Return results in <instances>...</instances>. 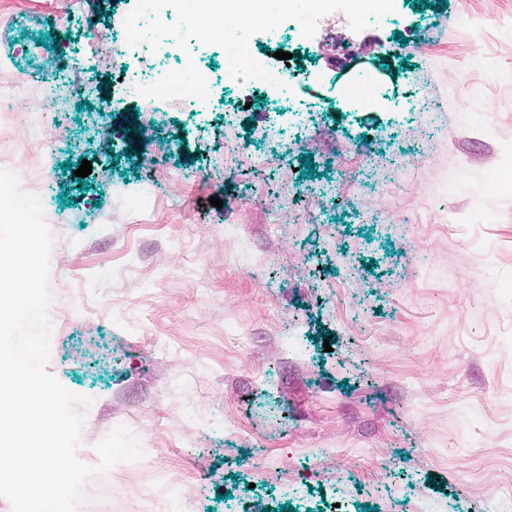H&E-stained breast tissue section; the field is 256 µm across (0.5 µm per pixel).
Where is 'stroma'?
Returning <instances> with one entry per match:
<instances>
[{
    "mask_svg": "<svg viewBox=\"0 0 512 512\" xmlns=\"http://www.w3.org/2000/svg\"><path fill=\"white\" fill-rule=\"evenodd\" d=\"M18 3L0 59L33 73L53 44L58 79L75 61L95 85L87 108L50 112L45 91L0 80V168L32 187L39 158L54 166L47 370L91 401L81 461L119 425L145 451L89 479L80 512H167L171 482L182 512H512L501 0H394L357 33L338 13L311 38L255 34L269 71L279 50L297 62L290 101L251 82L204 112L149 103L135 148L139 107L85 51L77 0L0 12ZM362 74L379 88L367 110L337 94ZM295 107L305 125L269 134ZM269 224L286 227L272 243Z\"/></svg>",
    "mask_w": 512,
    "mask_h": 512,
    "instance_id": "stroma-1",
    "label": "stroma"
}]
</instances>
